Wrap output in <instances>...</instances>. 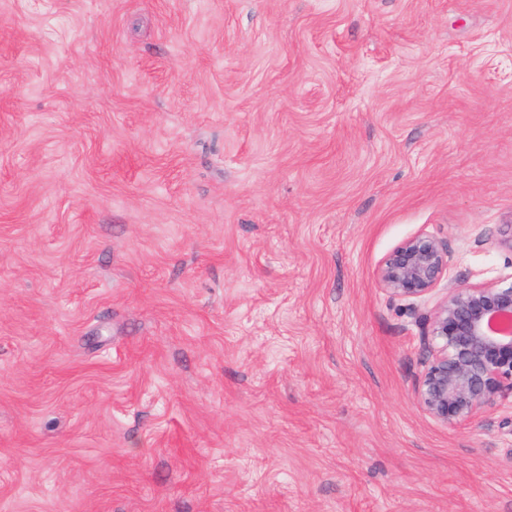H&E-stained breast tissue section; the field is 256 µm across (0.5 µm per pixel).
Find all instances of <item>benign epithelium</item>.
<instances>
[{
	"mask_svg": "<svg viewBox=\"0 0 512 512\" xmlns=\"http://www.w3.org/2000/svg\"><path fill=\"white\" fill-rule=\"evenodd\" d=\"M448 270V246L410 238L384 259L380 281L394 298L427 295ZM431 359L417 387L423 411L455 425L512 396V276L488 286L459 285L426 320Z\"/></svg>",
	"mask_w": 512,
	"mask_h": 512,
	"instance_id": "1",
	"label": "benign epithelium"
}]
</instances>
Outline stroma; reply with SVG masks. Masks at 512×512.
I'll return each mask as SVG.
<instances>
[{
	"label": "stroma",
	"instance_id": "1",
	"mask_svg": "<svg viewBox=\"0 0 512 512\" xmlns=\"http://www.w3.org/2000/svg\"><path fill=\"white\" fill-rule=\"evenodd\" d=\"M510 225L512 0H0V512H512L416 394ZM448 270V246L433 235L410 238L384 259L380 281L394 298L427 295Z\"/></svg>",
	"mask_w": 512,
	"mask_h": 512
}]
</instances>
